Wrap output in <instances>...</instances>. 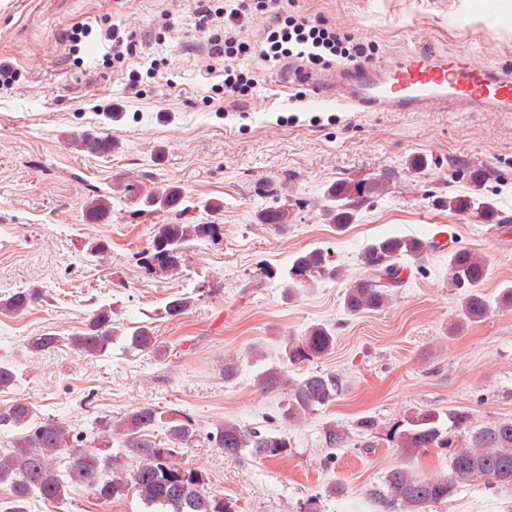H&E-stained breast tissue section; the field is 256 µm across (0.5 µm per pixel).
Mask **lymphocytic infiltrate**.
<instances>
[{"mask_svg":"<svg viewBox=\"0 0 512 512\" xmlns=\"http://www.w3.org/2000/svg\"><path fill=\"white\" fill-rule=\"evenodd\" d=\"M252 13L272 16L260 40L254 42L241 35L243 22ZM196 26L207 35L210 55L224 61V97L233 103L255 85L253 75L236 67L239 58L257 53L271 67L290 57L310 67H327L336 57L362 63L373 55L372 46L341 35L329 23L318 24L285 10L272 12L271 0H224L220 11L202 0Z\"/></svg>","mask_w":512,"mask_h":512,"instance_id":"obj_1","label":"lymphocytic infiltrate"}]
</instances>
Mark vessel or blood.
Wrapping results in <instances>:
<instances>
[{
	"mask_svg": "<svg viewBox=\"0 0 512 512\" xmlns=\"http://www.w3.org/2000/svg\"><path fill=\"white\" fill-rule=\"evenodd\" d=\"M312 91L317 101L332 98L376 112H420L434 105L452 112H512V71L478 66L461 51L418 47L395 61L346 73L336 88L313 80Z\"/></svg>",
	"mask_w": 512,
	"mask_h": 512,
	"instance_id": "b4317fda",
	"label": "vessel or blood"
}]
</instances>
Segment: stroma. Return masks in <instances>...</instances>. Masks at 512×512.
<instances>
[{
	"label": "stroma",
	"instance_id": "1",
	"mask_svg": "<svg viewBox=\"0 0 512 512\" xmlns=\"http://www.w3.org/2000/svg\"><path fill=\"white\" fill-rule=\"evenodd\" d=\"M197 8V0H0V62L20 74L0 89V299L45 292L26 314L0 308V363L18 375L15 388L0 392V406L25 398L39 418L82 433L86 448L102 439L100 418L117 421L148 404L178 410L197 429L178 463L235 512H299L314 495L321 512H374L369 490L390 469L448 471L444 450L406 454L394 446L391 436L410 412L454 410L468 432L512 419V309L494 304L512 284V112H356L314 103L295 63L275 71L254 54L238 66L253 72L255 89L228 104L224 69L195 26ZM288 11L371 44L376 62L429 46L512 67V0H288ZM113 25L133 40L122 72L101 43ZM78 27L91 33L76 45L70 34ZM99 129L118 143L111 154L73 146L75 134ZM414 159L423 167H411ZM386 170L396 172L394 185L344 230L325 222L328 186ZM269 181L292 211L279 229L258 220L273 201ZM171 185L185 195L181 223L214 222L221 234L192 241L181 266L161 274L142 257L171 216L142 213L134 193ZM472 191L495 202L496 222L441 204ZM100 195L111 212L94 223L86 205ZM206 201L221 210L204 211ZM390 234L442 236L446 244L409 261L406 286L385 308L348 314L343 297L363 273L361 249ZM97 240L108 255L95 266L85 250ZM452 247L488 264L483 288L493 304L480 322L461 321V292L448 276ZM315 248L328 250L339 277L287 291L281 272ZM184 293L190 306L166 317L170 296ZM104 304L116 329L150 323L154 347L128 352L116 344L95 357L67 344L28 350L30 336L82 331ZM316 324L332 326L336 342L315 367L337 375L343 391L288 428L285 392L262 391L256 376L278 362L288 337ZM228 355L239 359L230 380ZM365 416L377 428L362 434L357 421ZM227 420L286 430L287 456L226 458L209 434ZM329 422L352 436L332 455L320 440ZM333 486L339 494H330ZM28 512H143V505L133 493L104 504L72 486L62 500H30ZM429 512H512V488L469 482Z\"/></svg>",
	"mask_w": 512,
	"mask_h": 512
}]
</instances>
